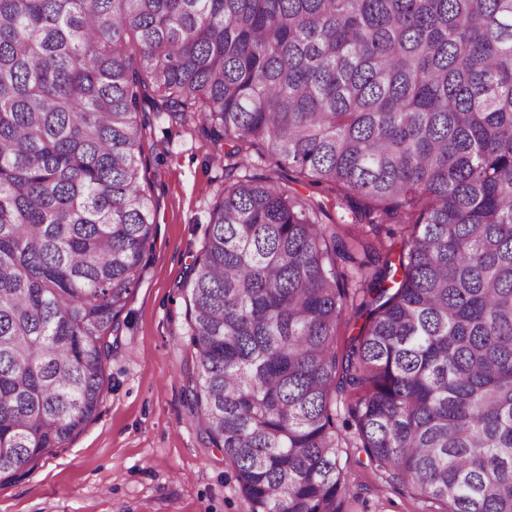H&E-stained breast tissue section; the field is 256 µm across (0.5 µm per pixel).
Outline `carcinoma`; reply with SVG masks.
<instances>
[{
    "instance_id": "cac0c4a2",
    "label": "carcinoma",
    "mask_w": 512,
    "mask_h": 512,
    "mask_svg": "<svg viewBox=\"0 0 512 512\" xmlns=\"http://www.w3.org/2000/svg\"><path fill=\"white\" fill-rule=\"evenodd\" d=\"M157 99L342 210L230 181L189 270L197 421L250 512H347V448L512 512V0H0V477L98 410Z\"/></svg>"
}]
</instances>
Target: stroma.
<instances>
[{"mask_svg":"<svg viewBox=\"0 0 512 512\" xmlns=\"http://www.w3.org/2000/svg\"><path fill=\"white\" fill-rule=\"evenodd\" d=\"M143 185L155 207L150 261L120 316L96 416L65 447L17 477L0 479V512H249L232 464L195 422L190 386L196 355L189 344L183 284L202 253L210 210L224 188L222 156L204 123H187L153 105L142 108ZM234 178L270 177L298 197L332 198L295 169L259 157ZM350 512H445L444 502L413 496L349 453Z\"/></svg>","mask_w":512,"mask_h":512,"instance_id":"35a3bbf8","label":"stroma"}]
</instances>
